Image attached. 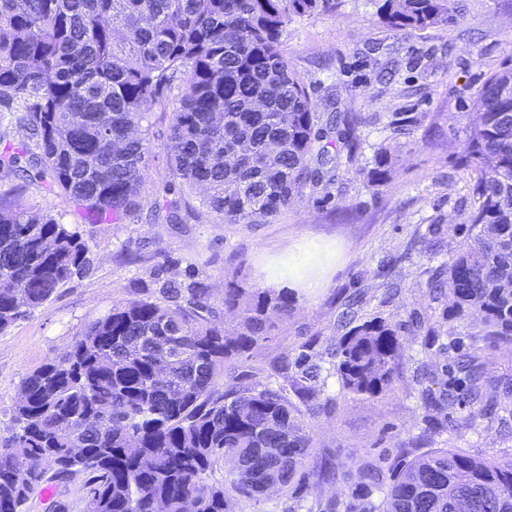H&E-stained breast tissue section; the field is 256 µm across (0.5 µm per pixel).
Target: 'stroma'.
Segmentation results:
<instances>
[{
  "instance_id": "stroma-1",
  "label": "stroma",
  "mask_w": 512,
  "mask_h": 512,
  "mask_svg": "<svg viewBox=\"0 0 512 512\" xmlns=\"http://www.w3.org/2000/svg\"><path fill=\"white\" fill-rule=\"evenodd\" d=\"M378 0H336L333 12L293 20L284 37L292 67L305 81L319 112L357 113L360 145L340 159L328 189L303 196L271 223L224 224L200 205V196L173 182L166 161L169 124L160 109L149 116L155 146L145 174L140 208L115 223L91 224L69 197L48 192L21 168L0 166V195L22 189L33 210L49 212L76 228L88 242L90 263L37 309L0 334V435L6 412L23 379L67 352L92 321L127 299L161 300L168 283L202 281L214 297L226 282L266 288L262 265L291 241L304 239L317 262L330 271L317 295L296 296L290 315L272 339L258 342L224 364V377L245 372L256 383H278L274 370L310 339L312 361L322 368L321 410L307 423L312 461L343 466L338 481L323 485L327 498L357 488L358 472L374 465L390 478L399 449L451 448L473 457L512 458V435L497 422L480 433L451 436L426 430L419 401L425 369L446 363L439 343L423 347L424 335L408 329L391 392L376 398L342 390L327 356L343 330L338 321L350 295H363L369 314L395 322L423 316L439 333L448 324L428 307L427 270L463 241V214L471 182L458 165L473 121L477 91L493 73L512 68V0H467L454 27L435 26L396 34L377 15ZM390 152L386 182L368 181L378 147ZM180 202L183 221L167 223L154 204ZM443 226L441 251L425 238L431 222Z\"/></svg>"
}]
</instances>
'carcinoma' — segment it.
<instances>
[{"label": "carcinoma", "mask_w": 512, "mask_h": 512, "mask_svg": "<svg viewBox=\"0 0 512 512\" xmlns=\"http://www.w3.org/2000/svg\"><path fill=\"white\" fill-rule=\"evenodd\" d=\"M335 0H0V105L27 133L10 158H26L50 192L96 221H119L140 205L154 150L148 112L183 94L171 113L166 150L173 179L202 188V208L225 224H265L333 162L314 153L315 104L285 54L297 17L332 11ZM380 20L410 33L452 27L463 0H382ZM343 147L356 148L355 114H336ZM461 162L476 173L466 240L431 270L426 297L451 299L446 335L473 348L455 371L465 385L422 389L428 412L461 401L467 412L441 428L478 430L512 418V378L486 372L479 343L512 347V69L477 93ZM389 155L367 172L388 177ZM82 235L49 213L0 196V334L47 302L88 263ZM172 304L129 299L89 323L72 349L28 375L0 437V512H29L49 484L83 477L81 496L54 512H230L224 485L260 502L271 488H310L308 512H512V460L436 448L393 464L391 482L370 468L355 493L323 500L338 476L308 466L310 434L286 389L217 380L224 361L273 335L294 298L283 290L224 289V312L239 318L228 336L212 321L210 288H165ZM403 325L362 317L331 352L342 389L366 398L392 391L406 348ZM312 340L279 370L304 403L316 399ZM229 465L221 482L218 463Z\"/></svg>", "instance_id": "cac0c4a2"}]
</instances>
